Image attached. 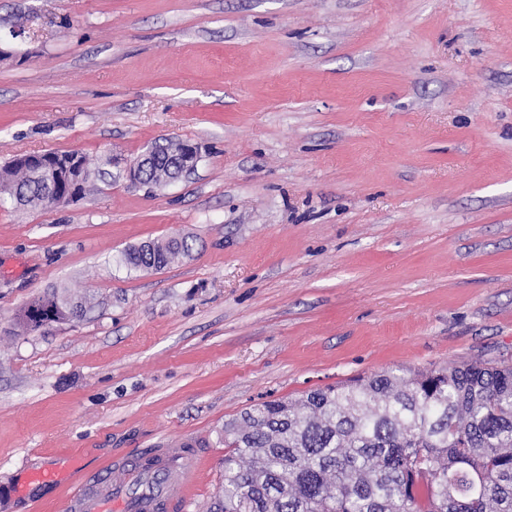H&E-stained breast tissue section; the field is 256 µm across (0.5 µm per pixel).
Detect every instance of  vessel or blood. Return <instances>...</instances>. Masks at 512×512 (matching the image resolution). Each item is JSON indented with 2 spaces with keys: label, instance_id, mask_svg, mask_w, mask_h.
I'll return each mask as SVG.
<instances>
[{
  "label": "vessel or blood",
  "instance_id": "b4317fda",
  "mask_svg": "<svg viewBox=\"0 0 512 512\" xmlns=\"http://www.w3.org/2000/svg\"><path fill=\"white\" fill-rule=\"evenodd\" d=\"M200 450L180 446L154 452V466L132 469L112 484L107 470L88 475L67 497L68 512H189Z\"/></svg>",
  "mask_w": 512,
  "mask_h": 512
}]
</instances>
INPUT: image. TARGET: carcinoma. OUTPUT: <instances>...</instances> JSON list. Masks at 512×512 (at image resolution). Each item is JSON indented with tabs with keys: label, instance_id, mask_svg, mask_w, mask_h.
<instances>
[{
	"label": "carcinoma",
	"instance_id": "obj_1",
	"mask_svg": "<svg viewBox=\"0 0 512 512\" xmlns=\"http://www.w3.org/2000/svg\"><path fill=\"white\" fill-rule=\"evenodd\" d=\"M8 196L44 204L43 186L13 159ZM192 245H133L121 261L161 270ZM87 297L52 290L19 326L74 321ZM224 486L208 512H512V366L474 362L389 370L259 403L224 422Z\"/></svg>",
	"mask_w": 512,
	"mask_h": 512
}]
</instances>
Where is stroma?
<instances>
[{
	"label": "stroma",
	"instance_id": "1",
	"mask_svg": "<svg viewBox=\"0 0 512 512\" xmlns=\"http://www.w3.org/2000/svg\"><path fill=\"white\" fill-rule=\"evenodd\" d=\"M0 42V167L94 170L70 204L0 207V512H63L112 458L264 400L512 363V0H0ZM167 140L194 172L130 187ZM171 236L190 256L121 264ZM54 288L85 317L21 334ZM223 479L212 445L191 512ZM160 145L162 144L156 143L155 145L146 148L144 152L139 154L123 170L122 176L131 187L146 185L143 172L152 169L153 161L157 155Z\"/></svg>",
	"mask_w": 512,
	"mask_h": 512
}]
</instances>
